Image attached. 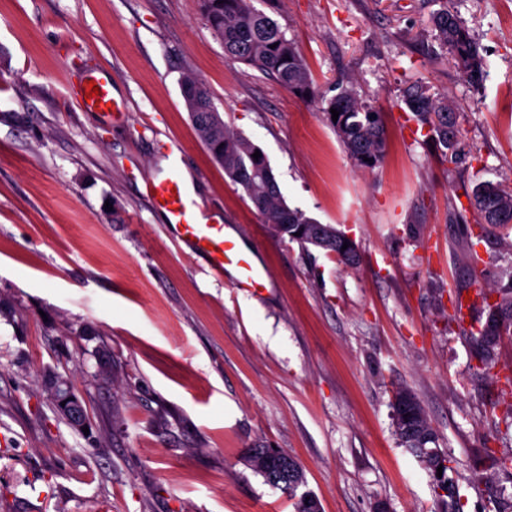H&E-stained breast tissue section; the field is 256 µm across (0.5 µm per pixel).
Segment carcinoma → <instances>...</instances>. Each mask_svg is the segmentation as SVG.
<instances>
[{"label":"carcinoma","instance_id":"1","mask_svg":"<svg viewBox=\"0 0 512 512\" xmlns=\"http://www.w3.org/2000/svg\"><path fill=\"white\" fill-rule=\"evenodd\" d=\"M205 19L228 55L272 76L296 97L314 102L318 95L309 79L306 65L295 44L288 40L277 22L251 5L250 0H202ZM436 38L457 67L473 84L482 81L485 61L479 47L467 28L450 12L443 10L432 18ZM181 94L201 142L213 160L224 169L225 176L245 192L261 215L264 223L289 240L306 247L313 245L334 254L338 261L354 266L359 257L353 243L342 249L343 241L336 239V228L328 224L324 234H318L321 224L301 210L290 207L283 198L266 156L253 158L258 146L248 138L237 135L224 125L207 88L199 81L185 78ZM325 103L322 111L336 130L350 156L362 167L380 163L385 151L384 129L380 115L349 88L340 91ZM403 104L411 112L426 137L441 151L444 161L459 164L466 156V145L460 138L463 115L446 99H436L426 86H410ZM339 111L332 121L331 110ZM473 204L481 214L495 209L503 214L499 220H490L492 226L512 223V191L490 181L476 184L472 190ZM486 320L471 331L477 357L484 366L495 362L500 339L512 333V289L506 288L493 298L481 293ZM410 396L412 405L404 412L391 403L392 420L400 443L416 454L431 472L434 488L445 493L444 512H462L460 496L456 491L453 468L438 449L433 426L418 399L406 388H398L393 397ZM442 476H437V469Z\"/></svg>","mask_w":512,"mask_h":512}]
</instances>
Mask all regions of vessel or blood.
Instances as JSON below:
<instances>
[{
    "mask_svg": "<svg viewBox=\"0 0 512 512\" xmlns=\"http://www.w3.org/2000/svg\"><path fill=\"white\" fill-rule=\"evenodd\" d=\"M99 93L88 97V85H81L80 94L86 95L83 107L89 112L119 113L123 110L112 94L109 79H96ZM171 159L168 172L160 178H149L145 182V192L157 208L167 212L168 219L176 229L177 239L190 245L193 253L203 258L216 277H224L227 272H235L238 282L246 284L253 291L266 286V271L257 263L253 252L245 250L236 226L224 223H203L195 214L196 203L188 194L180 176L177 163L178 151L168 148Z\"/></svg>",
    "mask_w": 512,
    "mask_h": 512,
    "instance_id": "1",
    "label": "vessel or blood"
}]
</instances>
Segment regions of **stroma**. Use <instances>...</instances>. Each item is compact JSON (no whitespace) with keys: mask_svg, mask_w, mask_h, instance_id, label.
Wrapping results in <instances>:
<instances>
[{"mask_svg":"<svg viewBox=\"0 0 512 512\" xmlns=\"http://www.w3.org/2000/svg\"><path fill=\"white\" fill-rule=\"evenodd\" d=\"M325 97L352 89L386 148L364 168L319 103L224 52L201 0H0V512H295L244 462L287 450L321 512H439L397 439L412 391L458 475L463 512H512V336L476 358V289L512 287V226L482 228L469 196L512 188V0H251ZM449 10L487 66L470 85L435 38ZM109 75L115 123L76 89ZM192 76L225 125L266 154L285 201L345 233L341 264L278 236L198 138ZM463 112L471 153L448 167L402 96L414 83ZM183 148L198 215L238 227L261 293L208 272L144 196ZM476 244L479 265L469 260ZM67 378L87 427L57 410ZM486 484L469 483L473 473Z\"/></svg>","mask_w":512,"mask_h":512,"instance_id":"1","label":"stroma"}]
</instances>
